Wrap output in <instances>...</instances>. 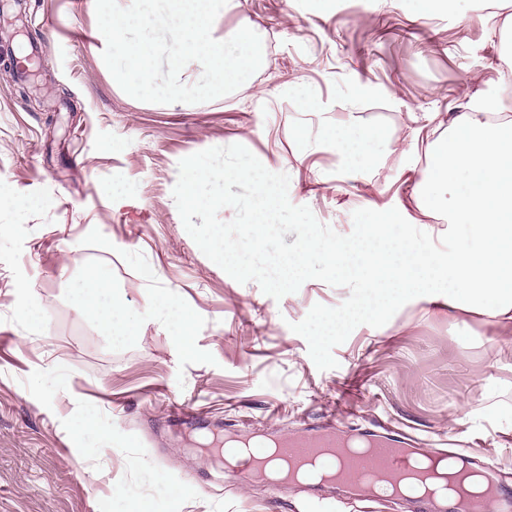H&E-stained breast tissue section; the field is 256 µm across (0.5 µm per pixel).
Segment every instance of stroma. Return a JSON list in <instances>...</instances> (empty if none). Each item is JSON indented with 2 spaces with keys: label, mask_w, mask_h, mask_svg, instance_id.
I'll return each instance as SVG.
<instances>
[{
  "label": "stroma",
  "mask_w": 512,
  "mask_h": 512,
  "mask_svg": "<svg viewBox=\"0 0 512 512\" xmlns=\"http://www.w3.org/2000/svg\"><path fill=\"white\" fill-rule=\"evenodd\" d=\"M240 2L225 26L257 24L269 53L238 90L194 104L143 102L114 82L92 0L7 9L43 78L19 82L0 55V512H270V483L243 464L225 484L212 441L305 435L332 415L377 417L427 445L463 430L464 452L491 458L512 486V320L421 296L382 327H356L333 349L337 368L318 370L291 326L349 289L308 280L277 300L238 283L201 252L172 196L181 159L240 144L339 234L363 201L381 210L397 195L440 238L443 216L420 212L411 190L452 113L476 111L496 86L512 113V5ZM305 97L315 111L298 109ZM349 124L377 133L358 160L336 147ZM89 266L111 276L133 340L111 342L73 305ZM162 290L195 316L191 352L154 301ZM174 401L194 403L198 428L171 425Z\"/></svg>",
  "instance_id": "35a3bbf8"
}]
</instances>
